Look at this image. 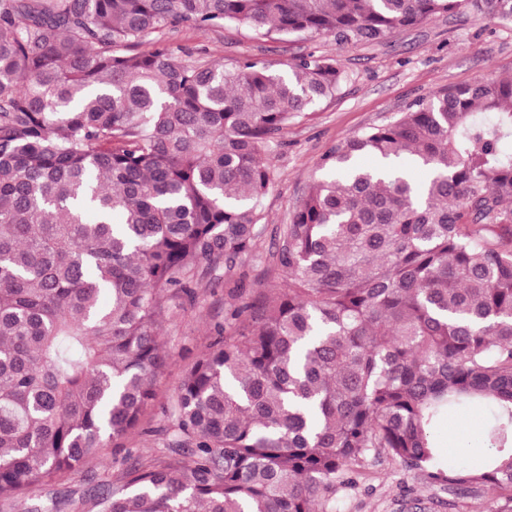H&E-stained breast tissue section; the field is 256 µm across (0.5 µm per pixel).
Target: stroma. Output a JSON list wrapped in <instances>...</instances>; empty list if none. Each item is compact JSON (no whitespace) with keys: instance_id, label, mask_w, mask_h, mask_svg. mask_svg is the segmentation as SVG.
<instances>
[{"instance_id":"1","label":"stroma","mask_w":512,"mask_h":512,"mask_svg":"<svg viewBox=\"0 0 512 512\" xmlns=\"http://www.w3.org/2000/svg\"><path fill=\"white\" fill-rule=\"evenodd\" d=\"M166 43L179 57L232 63L251 57L271 63L316 54L336 58L345 79L335 98L313 106L284 131L272 156L277 169L274 188L265 199V227L287 223L298 204L315 163L336 142L396 120L415 98L440 88L471 84L491 76H512V19L489 20L474 14L437 15L379 41L336 43L322 34L264 36L247 29L224 27L198 31L177 27ZM224 289L206 292L186 316L162 320L161 339L173 356L156 382L157 397L142 432L122 447L105 448L88 458L80 471L61 481L56 490L94 499L101 483L158 454L166 424L164 411L187 364L184 348L200 349L214 325L224 319ZM479 418L465 426L442 427L440 436L456 461H470L477 451ZM423 512H500L502 500L477 485L455 494L431 483L420 472L387 460L371 459L361 470L359 485L337 502V512H412L413 501ZM455 510H448V502Z\"/></svg>"}]
</instances>
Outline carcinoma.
Listing matches in <instances>:
<instances>
[{
    "instance_id": "1",
    "label": "carcinoma",
    "mask_w": 512,
    "mask_h": 512,
    "mask_svg": "<svg viewBox=\"0 0 512 512\" xmlns=\"http://www.w3.org/2000/svg\"><path fill=\"white\" fill-rule=\"evenodd\" d=\"M467 10L512 0H0V502L61 512L52 483L142 428L161 317L224 284L164 454L97 512H336L372 451L512 512V77L337 142L262 253L271 153L344 70L163 43L177 24L372 42ZM254 259L272 285L242 302ZM474 412L482 459L444 458L441 426Z\"/></svg>"
}]
</instances>
